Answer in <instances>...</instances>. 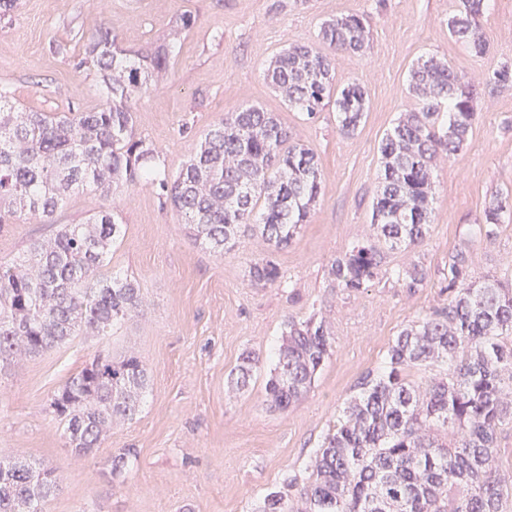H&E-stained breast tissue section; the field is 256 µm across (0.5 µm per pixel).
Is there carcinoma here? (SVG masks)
<instances>
[{
	"instance_id": "obj_1",
	"label": "carcinoma",
	"mask_w": 512,
	"mask_h": 512,
	"mask_svg": "<svg viewBox=\"0 0 512 512\" xmlns=\"http://www.w3.org/2000/svg\"><path fill=\"white\" fill-rule=\"evenodd\" d=\"M483 2L459 0L448 18L451 38L480 55L488 47ZM319 36L331 52L293 44L270 63L266 79L309 119L334 101L341 132L352 134L365 115L366 95L357 83L336 90V53L366 51L367 19L337 15L321 24ZM86 64L107 91L104 103L89 111L23 110L0 90V225L30 219L56 225L52 236L29 244L23 259L0 262V362L40 355L83 333L109 336L144 307L136 281L102 273L121 236L118 207L79 224H63L57 213L76 188L108 196L119 183L154 180L151 163L159 155L135 132L133 101L158 85L168 52L164 45L127 50L101 27L79 62ZM487 84L511 85L512 60L501 62ZM408 90L418 108L380 143L376 237L331 264L330 276L349 290L378 277L388 252L424 240L436 160L467 146L477 116L472 86L445 59L419 62ZM162 188L191 238L214 253L224 255L246 233L279 251L306 223L321 194V174L314 151L292 140L276 113L251 105L208 129ZM511 207L507 197L492 203L480 232L495 237ZM451 274L448 304L403 328L383 368L359 379L307 480L292 478L269 491L256 512H505L512 476L500 469L494 448L499 427L512 422V285L476 279L461 261ZM248 277L275 285L282 273L264 258L250 263ZM330 349L325 322L287 319L265 384L269 408L286 412L299 401ZM259 364L256 353H243L230 373V390L244 391ZM412 369L428 373L425 382L410 379ZM148 388L134 352L99 353L67 378L48 409L64 425L75 455L85 456L112 424L134 419ZM57 490L50 469L21 458L0 464V512H42Z\"/></svg>"
}]
</instances>
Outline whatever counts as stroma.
I'll list each match as a JSON object with an SVG mask.
<instances>
[{"label": "stroma", "mask_w": 512, "mask_h": 512, "mask_svg": "<svg viewBox=\"0 0 512 512\" xmlns=\"http://www.w3.org/2000/svg\"><path fill=\"white\" fill-rule=\"evenodd\" d=\"M457 0H18L0 18V88L38 112L88 111L106 98L94 69L80 66L99 27L129 49L168 44L170 67L133 105L138 136L159 153L158 180L116 190L124 235L105 271L135 279L142 313L107 336L79 335L43 354L0 368V459L21 456L55 470L60 489L44 512H256L284 479L306 481L307 466L336 415L368 370L382 367L397 333L420 313L448 302L450 268L464 258L471 276L512 283V212L497 234L479 226L486 208L512 196V85L486 79L512 58V0H484L488 50L476 56L448 34ZM194 27L167 34L179 13ZM363 14L368 49L336 56V84L358 83L367 112L350 136L335 106L315 118L294 112L269 86L265 68L288 45L313 44L321 23ZM466 75L479 112L469 144L441 159L433 174V223L425 240L390 252L384 271L348 290L329 275L332 262L373 235L379 146L404 113L417 107L407 80L429 56ZM259 105L277 113L293 140L320 162V200L292 243L270 252L245 237L224 256L196 243L167 202L160 180H173L201 134L225 113ZM52 225L0 226V259L21 254ZM273 256L283 278L260 286L251 262ZM426 272L408 287L410 264ZM325 320L332 351L310 388L288 412L268 409L265 382L286 319ZM133 350L150 385L136 417L113 426L99 448L73 460L49 400L101 351ZM259 355L249 387L228 395L227 379L243 352ZM127 454L120 475L112 459Z\"/></svg>", "instance_id": "35a3bbf8"}]
</instances>
